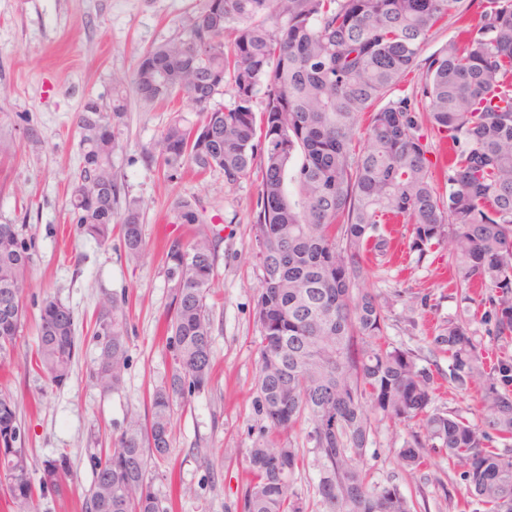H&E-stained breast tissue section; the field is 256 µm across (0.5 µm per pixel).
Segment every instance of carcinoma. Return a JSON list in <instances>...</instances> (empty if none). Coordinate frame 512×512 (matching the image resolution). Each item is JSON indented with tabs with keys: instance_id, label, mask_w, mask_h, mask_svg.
<instances>
[{
	"instance_id": "cac0c4a2",
	"label": "carcinoma",
	"mask_w": 512,
	"mask_h": 512,
	"mask_svg": "<svg viewBox=\"0 0 512 512\" xmlns=\"http://www.w3.org/2000/svg\"><path fill=\"white\" fill-rule=\"evenodd\" d=\"M462 0H204L186 35L143 53L131 80L113 82L106 106L88 98L77 113L81 163L69 200L79 233L102 245L120 226L124 248H144L143 208L119 209L112 126L127 92L145 101L183 95L200 120L174 117L158 156L173 182L187 168L219 171L230 184L261 174L252 225L263 272L255 316L261 328L256 409L258 438L249 452L253 476L242 512H303L289 477L302 460L298 434L320 461L323 512H411L396 486L371 481L365 449L374 433L366 404L395 424L422 422L423 435L399 450L416 469L431 451L446 454L489 506L512 512V454L492 444L512 439V0H480L476 22L427 59L420 98L386 99L419 65L431 29ZM234 34L231 45L224 35ZM226 92L233 102L210 107ZM265 99L261 116L253 111ZM361 132L358 114L375 103ZM425 117L448 144L439 192L423 143ZM365 145L353 146L357 135ZM179 224H207L205 209L179 201ZM411 226V249L424 257L448 243L460 300L483 308L485 346L460 322L443 325L448 383L466 391L480 378L482 420L426 412L433 375L411 352L382 346L386 318L376 296L361 290L371 274L364 253L388 257L380 225ZM34 238L24 224H0V365L26 316ZM176 280L167 325L169 378L154 388L150 412L132 416L112 448H91L92 483L83 512H167L153 491L169 453L171 412L210 381L213 320L207 304L216 276V244L206 234L174 239L166 252ZM358 293H353V290ZM99 355L91 380L104 392L122 386L129 331L122 301L96 313ZM78 351L74 317L57 298L43 302L34 352L37 370L60 387ZM17 405L0 394V502L6 512H40V499L69 488L71 464L60 453L31 475Z\"/></svg>"
}]
</instances>
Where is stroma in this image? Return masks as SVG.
I'll use <instances>...</instances> for the list:
<instances>
[{
    "label": "stroma",
    "instance_id": "stroma-1",
    "mask_svg": "<svg viewBox=\"0 0 512 512\" xmlns=\"http://www.w3.org/2000/svg\"><path fill=\"white\" fill-rule=\"evenodd\" d=\"M203 0H0V224L27 225L36 253L25 297L22 332L4 368L0 388L14 397L33 450V477L44 460L67 453L73 484L41 502V512H81L92 483L87 448L98 435H118L129 416L147 415L149 395L171 373L165 326L175 282L166 272L165 246L189 241L198 224L173 218L181 199L198 202L217 233V279L208 305L214 318L211 381L201 393L177 401L172 441L159 466L154 491L169 512H241L251 476L247 457L260 424L255 408L260 329L255 305L261 271L253 252L254 209L260 178L230 184L222 173L187 171L168 181L156 159L157 141L175 116L197 122L185 97L146 102L128 94L123 120L113 126L114 175L122 200L145 205V247L128 257L120 237L103 246L78 233L67 206L68 183L81 161L75 115L86 98L112 100L113 79L132 78L148 49L181 36ZM394 253L374 266L367 289L386 317L391 345L417 355L435 378L430 410L457 411L480 419L475 391L448 382L447 347L434 343L448 319L482 333L481 311L461 303L449 270L448 248L436 245L425 259L411 250V228L388 224ZM123 300L130 343L122 389L100 392L89 378L99 353L93 318L103 298ZM67 304L80 344L71 376L60 388L46 387L31 366L40 307L46 297ZM416 424L379 423L365 452L373 482L396 485L413 512H487L463 470L440 453L413 469L398 455ZM292 484L304 512H322L316 491L320 467L310 445Z\"/></svg>",
    "mask_w": 512,
    "mask_h": 512
}]
</instances>
